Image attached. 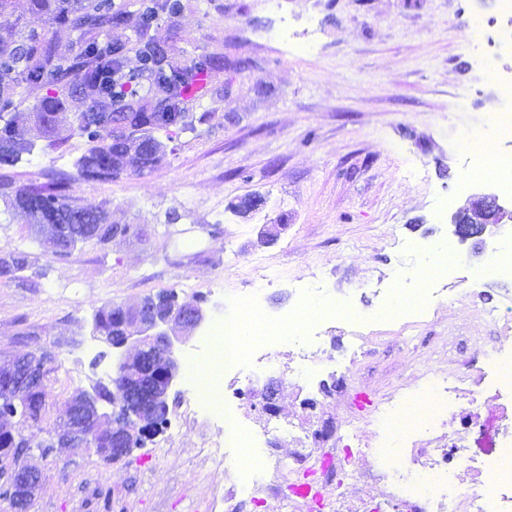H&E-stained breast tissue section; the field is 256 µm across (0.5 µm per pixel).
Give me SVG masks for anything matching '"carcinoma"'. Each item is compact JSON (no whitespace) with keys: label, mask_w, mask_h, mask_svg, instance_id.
Here are the masks:
<instances>
[{"label":"carcinoma","mask_w":512,"mask_h":512,"mask_svg":"<svg viewBox=\"0 0 512 512\" xmlns=\"http://www.w3.org/2000/svg\"><path fill=\"white\" fill-rule=\"evenodd\" d=\"M176 10H186L183 0H133L126 12L112 9L105 0H0V104L10 112L0 132V164L19 162L39 141L53 145L78 135L88 145L77 160L75 176L22 184L5 196L6 209L29 227L48 226L56 239L77 247L92 241L104 245L134 229L110 222L103 207L81 206L70 187L75 180L112 178L117 144L100 121L147 117L158 132L167 134L179 113L199 102L222 70L218 56L189 61L152 38V21ZM27 13L43 18L45 28L38 31L22 23ZM55 27L71 30L70 45L62 47L54 40ZM132 56L151 77L144 87L123 72ZM23 82L46 89L33 112L19 110ZM71 112L81 117L74 130L59 123V115ZM101 391L112 400L115 419H122L129 392L126 375L116 372Z\"/></svg>","instance_id":"obj_1"}]
</instances>
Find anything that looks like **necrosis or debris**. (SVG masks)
<instances>
[{"mask_svg": "<svg viewBox=\"0 0 512 512\" xmlns=\"http://www.w3.org/2000/svg\"><path fill=\"white\" fill-rule=\"evenodd\" d=\"M256 271L255 292L241 307L260 325L261 339L228 348L224 340L234 328L221 321L186 354L188 365L207 364L215 390L196 403L198 413L216 425L207 462L223 469L234 449L255 461L225 489V512H241L243 502L262 495L280 500L286 512H512V325L504 313L488 312L492 335L462 337L473 352L462 369L429 378L430 414L407 432L403 464L389 469L379 464V450L411 396L393 392L362 408L347 395V380L372 354L376 337L354 333L334 369L320 374L315 362L326 326L338 319L355 321L356 313L330 310L311 321L293 310L267 316L257 294L273 287L275 277L261 264ZM285 332L294 338L288 374L303 414L297 431L288 434L292 450L283 464L273 453V439L253 438L242 406L262 395L278 373L271 346ZM331 395L344 400L348 417L337 425L326 419L312 427L321 399ZM472 434L492 440L497 450L492 464L468 456ZM312 443L321 449L319 458L308 450Z\"/></svg>", "mask_w": 512, "mask_h": 512, "instance_id": "obj_1", "label": "necrosis or debris"}]
</instances>
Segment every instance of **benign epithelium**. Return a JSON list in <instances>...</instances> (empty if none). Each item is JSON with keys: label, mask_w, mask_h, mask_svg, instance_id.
Returning <instances> with one entry per match:
<instances>
[{"label": "benign epithelium", "mask_w": 512, "mask_h": 512, "mask_svg": "<svg viewBox=\"0 0 512 512\" xmlns=\"http://www.w3.org/2000/svg\"><path fill=\"white\" fill-rule=\"evenodd\" d=\"M110 129L112 139L124 144L127 156L137 158L138 164L166 157L167 145L150 131L148 125L131 126L117 120L112 122ZM263 203L261 197L248 195L235 202L232 208L238 214H248ZM449 223L460 241H472L473 250L478 251L483 248L482 236L488 228L512 223V208H506L493 192L476 193L451 214ZM206 319V310L198 305L182 303L176 295H154L116 316V328L112 335H106L104 329L95 326L92 338L115 349H123L132 342L140 352H163L160 357L162 368L157 375L163 382V406L168 412L169 391L179 375L177 347ZM51 370L52 359L42 353H29L15 359L9 372L0 375V402L11 403L13 415L30 423L38 422L43 414L41 401ZM84 399L99 417L98 430L88 433L83 425L73 419L54 434L55 444L94 447L101 453L112 455V460L119 461L128 452L124 448V438H151L154 424L146 418L144 403H138L139 414L132 415L131 421L122 424L113 421L112 414L101 410L99 387L95 386L92 391L85 393ZM28 451V444L17 438L0 445V480L12 487V493L8 496L10 512H29L30 487L39 483V475L25 463Z\"/></svg>", "instance_id": "benign-epithelium-1"}]
</instances>
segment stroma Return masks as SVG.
I'll return each instance as SVG.
<instances>
[{
    "label": "stroma",
    "instance_id": "1",
    "mask_svg": "<svg viewBox=\"0 0 512 512\" xmlns=\"http://www.w3.org/2000/svg\"><path fill=\"white\" fill-rule=\"evenodd\" d=\"M486 21L492 39L512 36L499 0H189L153 36L191 57L222 54L228 64L196 105L194 130L175 132L152 172L76 181L86 207H107L136 232L107 245L55 254L53 240L18 224L0 203V255L28 254L23 281L0 277V355L50 352L52 398L38 425L25 426L27 463L40 473L30 512H190L234 480L238 468L211 470L199 447L214 431L179 409L194 398L185 377L172 388L168 427L118 462L95 448L44 442L80 391L115 375L124 353L90 337L104 303L133 306L161 292L200 303L209 321L239 308L264 257L281 273L262 304L277 315L296 307L299 285L327 275L331 296L350 295L368 313L381 304L373 282L405 266L424 269L420 252L391 248L393 235L427 243L448 238V216L467 196L497 190L466 180V133L491 132L492 105L504 96L462 22ZM79 137L38 144L12 167L6 185L75 175ZM263 205L246 216L230 206L247 195ZM280 224L276 244L257 245L261 225ZM445 300L424 325L367 323L385 342L358 369L352 392L369 396L419 387L424 374L459 367L466 349L450 344L484 324L487 308L512 301V280L481 279L487 300L469 286L487 264L471 243L455 246Z\"/></svg>",
    "mask_w": 512,
    "mask_h": 512
}]
</instances>
